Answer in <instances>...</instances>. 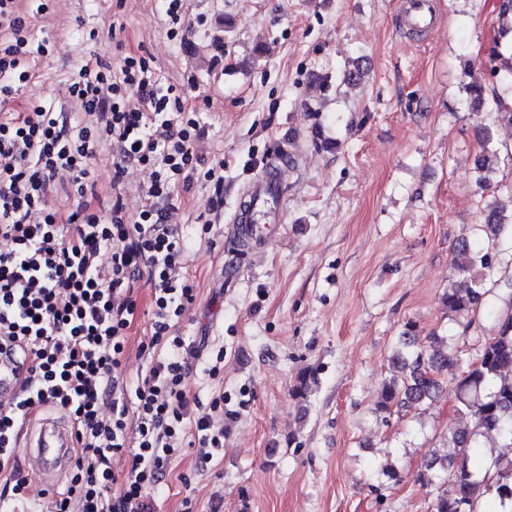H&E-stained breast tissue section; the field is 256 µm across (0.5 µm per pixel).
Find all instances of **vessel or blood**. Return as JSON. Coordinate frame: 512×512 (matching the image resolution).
<instances>
[{
	"label": "vessel or blood",
	"mask_w": 512,
	"mask_h": 512,
	"mask_svg": "<svg viewBox=\"0 0 512 512\" xmlns=\"http://www.w3.org/2000/svg\"><path fill=\"white\" fill-rule=\"evenodd\" d=\"M404 18L408 25L422 30L428 31L434 26L429 0H405ZM287 164L288 159L284 156L269 163L249 182L234 213V223L253 248H262L271 239L275 224L282 221L284 192L281 169ZM27 375V363L17 358H0V404L15 400ZM22 437L27 457L36 464L41 486L56 488L67 468L73 464L74 437L70 426L46 418L38 426H25Z\"/></svg>",
	"instance_id": "obj_1"
}]
</instances>
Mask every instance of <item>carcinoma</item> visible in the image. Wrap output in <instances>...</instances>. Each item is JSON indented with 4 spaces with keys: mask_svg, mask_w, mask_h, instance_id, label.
I'll return each mask as SVG.
<instances>
[{
    "mask_svg": "<svg viewBox=\"0 0 512 512\" xmlns=\"http://www.w3.org/2000/svg\"><path fill=\"white\" fill-rule=\"evenodd\" d=\"M494 76L512 86V55L494 53ZM487 239L463 241L455 248L456 280L443 294L448 313L462 316L480 309L490 292L485 275L492 270V251L506 233L501 212H485ZM393 361L400 377L383 386L377 410L416 406L432 399L439 387L438 374L459 363L452 338L431 333L420 337L415 325L405 326ZM455 411L470 424L450 429L455 452L427 458L416 475L418 482L437 490L431 512H479L492 497L496 512H512V458L491 454L481 443L497 437L512 447V312L496 317L492 333L479 340L475 357L467 364L457 386Z\"/></svg>",
    "mask_w": 512,
    "mask_h": 512,
    "instance_id": "carcinoma-1",
    "label": "carcinoma"
}]
</instances>
